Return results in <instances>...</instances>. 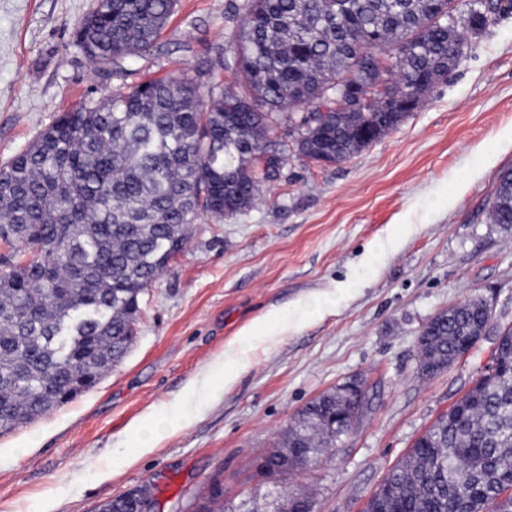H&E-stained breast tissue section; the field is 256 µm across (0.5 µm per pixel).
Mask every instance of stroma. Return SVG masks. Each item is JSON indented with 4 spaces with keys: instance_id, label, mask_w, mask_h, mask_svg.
I'll return each instance as SVG.
<instances>
[{
    "instance_id": "obj_1",
    "label": "stroma",
    "mask_w": 512,
    "mask_h": 512,
    "mask_svg": "<svg viewBox=\"0 0 512 512\" xmlns=\"http://www.w3.org/2000/svg\"><path fill=\"white\" fill-rule=\"evenodd\" d=\"M241 3L177 0L151 53L112 74L75 38L94 0H0V163L81 102L211 64L232 43ZM467 39L423 104L345 162L305 163L296 131L279 128L288 159L277 178L237 215L191 225L186 251L142 296L127 356L94 388L0 434V512H97L150 485L162 512H187L216 479L226 512L264 505L259 462L307 403L350 382L365 394L351 433L282 482L317 512H364L512 327V228L486 216L512 168V12ZM347 279L359 287L334 313L259 344L225 386L214 365L253 319ZM468 298L491 304L490 327L467 355L421 376L422 329ZM204 372L211 393L186 396ZM148 412L181 426L122 463L127 426Z\"/></svg>"
}]
</instances>
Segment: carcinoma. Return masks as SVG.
I'll return each mask as SVG.
<instances>
[{"label":"carcinoma","instance_id":"carcinoma-1","mask_svg":"<svg viewBox=\"0 0 512 512\" xmlns=\"http://www.w3.org/2000/svg\"><path fill=\"white\" fill-rule=\"evenodd\" d=\"M456 0L455 19L435 20V0H244L232 60L245 93L186 74L149 78L105 102L61 113L29 147L0 166V434L71 401L74 380L94 387L137 334L145 290L182 252L190 225L250 207L273 180L268 146L285 111L299 154L341 163L406 117L414 86L432 88L454 68L452 40H467L477 2ZM176 0H98L77 28L84 54L106 69L149 52ZM361 83L356 111L322 99L336 83ZM491 223L512 227V168L488 202ZM29 255L26 261L19 257ZM487 327L480 300L448 309L420 336L421 364H445ZM482 374L392 468L373 512H512V328ZM336 391L309 402L262 473L275 478L352 430L336 415ZM265 512H303L274 484ZM146 489L121 512H156Z\"/></svg>","mask_w":512,"mask_h":512}]
</instances>
